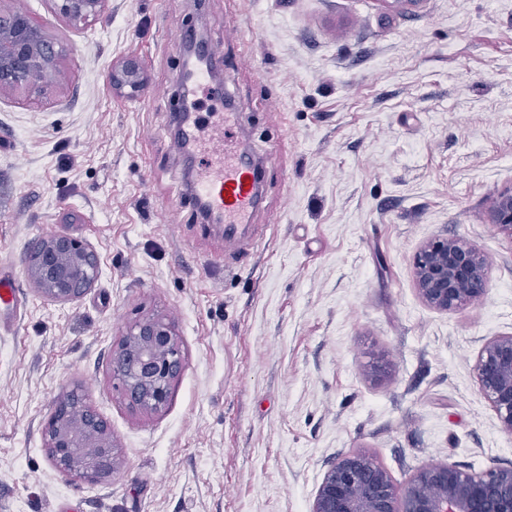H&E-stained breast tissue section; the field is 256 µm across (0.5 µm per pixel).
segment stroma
<instances>
[{
	"label": "stroma",
	"instance_id": "35a3bbf8",
	"mask_svg": "<svg viewBox=\"0 0 512 512\" xmlns=\"http://www.w3.org/2000/svg\"><path fill=\"white\" fill-rule=\"evenodd\" d=\"M68 54L50 105L0 96V512H310L343 455L397 482L422 467L512 464L473 375L512 333V241L488 221L512 188V0H109L74 25L53 0H0ZM205 39L238 144L265 161L262 240L224 269V228L192 201L172 135L185 30ZM141 83L110 84L122 61ZM274 162H266L268 149ZM80 239L101 274L80 298L39 296L27 255ZM456 235L489 259L462 311L419 299L412 257ZM177 326L185 368L167 408H130L113 345L147 315ZM81 385L122 465L100 485L58 472L43 426Z\"/></svg>",
	"mask_w": 512,
	"mask_h": 512
}]
</instances>
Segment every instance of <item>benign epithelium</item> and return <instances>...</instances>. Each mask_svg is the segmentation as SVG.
Instances as JSON below:
<instances>
[{
	"label": "benign epithelium",
	"instance_id": "1",
	"mask_svg": "<svg viewBox=\"0 0 512 512\" xmlns=\"http://www.w3.org/2000/svg\"><path fill=\"white\" fill-rule=\"evenodd\" d=\"M59 14L74 24L99 20L108 0H54ZM386 10L409 12L423 0H377ZM64 45L51 42L30 15L0 9V95L20 93L41 105L51 93L46 76L60 72ZM139 69L128 62L112 72V84L135 86ZM489 221L512 241V189L493 200ZM413 280L421 301L440 312L464 309L486 293L489 260L457 236L426 241L413 256ZM35 289L68 302L92 287L98 256L80 240L56 233L42 238L28 266ZM184 369L176 327L159 315L135 321L112 349V382L137 411H163ZM475 382L495 413L501 431L512 435V333L488 338L473 365ZM52 465L63 475L96 485L122 464L109 423L87 402L80 385L63 391L44 428ZM310 512H512V465L465 471L449 463L419 469L404 483L372 454L352 451L324 474Z\"/></svg>",
	"mask_w": 512,
	"mask_h": 512
}]
</instances>
